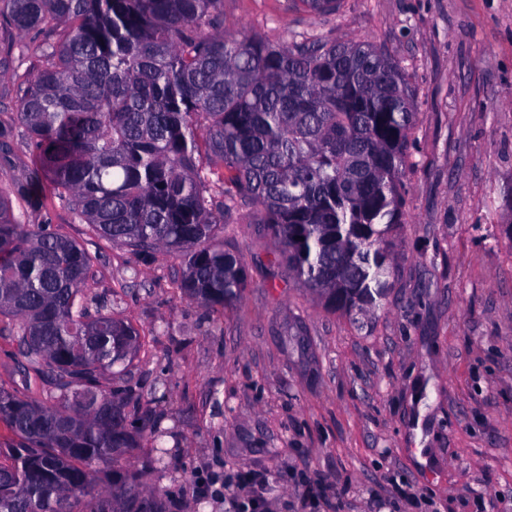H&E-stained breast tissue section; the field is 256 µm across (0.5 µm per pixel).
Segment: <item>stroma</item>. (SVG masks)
I'll use <instances>...</instances> for the list:
<instances>
[{
    "mask_svg": "<svg viewBox=\"0 0 512 512\" xmlns=\"http://www.w3.org/2000/svg\"><path fill=\"white\" fill-rule=\"evenodd\" d=\"M224 28L368 38L400 62L419 112L407 222L385 303L358 325L272 272L252 207L223 229L248 286L218 320L183 296L166 252L146 264L69 208L39 213L100 253L92 291L117 292L145 338L123 380L159 399L164 435L132 466L170 512H229L200 479L254 469L270 478L267 512H309L287 469L330 484L335 512H512V0H340L326 18L224 0Z\"/></svg>",
    "mask_w": 512,
    "mask_h": 512,
    "instance_id": "1",
    "label": "stroma"
}]
</instances>
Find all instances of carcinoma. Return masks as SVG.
I'll return each instance as SVG.
<instances>
[{
	"mask_svg": "<svg viewBox=\"0 0 512 512\" xmlns=\"http://www.w3.org/2000/svg\"><path fill=\"white\" fill-rule=\"evenodd\" d=\"M338 2L297 0L318 16ZM0 18L43 36L15 123L0 124L1 166L20 138L38 160L0 185V335L22 375L0 388L15 436L0 448V512H168L122 465L163 415L118 380L103 386L133 362L139 330L117 299L88 293L94 256L27 221L44 183L112 246L169 253L181 293L212 316L247 288L243 254L220 236L238 202L277 242L271 267L323 307L362 313L394 273L415 91L372 41L226 33L224 0H0Z\"/></svg>",
	"mask_w": 512,
	"mask_h": 512,
	"instance_id": "1",
	"label": "carcinoma"
}]
</instances>
